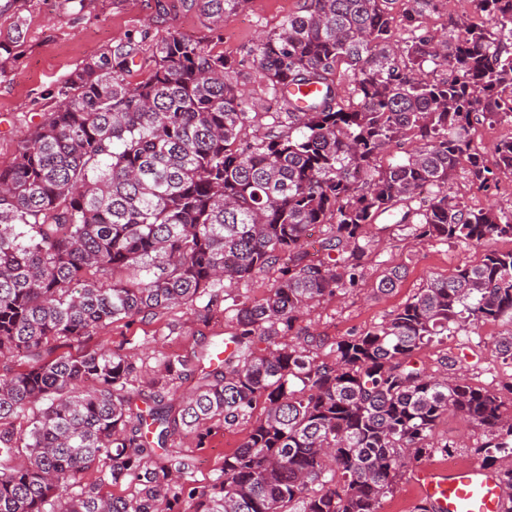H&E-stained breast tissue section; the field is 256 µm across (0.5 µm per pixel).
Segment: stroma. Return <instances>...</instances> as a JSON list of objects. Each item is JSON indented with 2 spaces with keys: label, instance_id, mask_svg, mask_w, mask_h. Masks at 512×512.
<instances>
[{
  "label": "stroma",
  "instance_id": "1",
  "mask_svg": "<svg viewBox=\"0 0 512 512\" xmlns=\"http://www.w3.org/2000/svg\"><path fill=\"white\" fill-rule=\"evenodd\" d=\"M176 0H89L80 12L66 0H0V31H8L16 18L26 21V37L8 76L0 81V166L8 165L18 143L51 109L50 90L84 59L99 54L112 42L141 31L159 36L170 31L197 41H208L209 23L193 13H183ZM297 0H248L245 8L225 22L221 34L226 56L240 61L239 83L249 89L258 103L266 97L259 82L253 48L260 35L277 28L288 13L296 11ZM474 209L495 206L512 209V194L504 184L477 189L467 175H460L449 189ZM512 250V240L493 238L483 249H468L436 240L418 241L408 232L392 230L382 245L372 247L365 259L366 275L351 293L321 304L305 323L317 336L341 337L381 322L412 298L430 279L455 269L476 264L484 251ZM400 265L405 277L392 294L381 295L376 285L383 272ZM228 330L223 308L205 313L183 305L161 311L131 324H115L100 330L91 345L114 350L136 347L146 365H154V340L163 337L164 352L183 353L197 343L221 340ZM512 334V321L502 319L481 323L455 333L430 346L419 357L426 372L444 370L453 358L463 361L468 382L475 386L500 388L512 379V368L493 357L491 350L499 337ZM245 428L217 431L209 448L201 453L193 474L195 485L208 484L225 454L243 441ZM438 441L456 443L462 463H480L474 449L485 439L483 428L466 418L443 416L434 429Z\"/></svg>",
  "mask_w": 512,
  "mask_h": 512
}]
</instances>
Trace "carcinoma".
<instances>
[{"label":"carcinoma","instance_id":"obj_1","mask_svg":"<svg viewBox=\"0 0 512 512\" xmlns=\"http://www.w3.org/2000/svg\"><path fill=\"white\" fill-rule=\"evenodd\" d=\"M179 2L219 29L248 0ZM395 2L300 0L254 49L274 112L256 111L224 49L175 32L129 34L58 82L0 167V358L18 366L0 375V512H379L405 463L456 452L433 437L450 412L486 431L483 461L512 457L498 391L418 364L460 328L512 320V250L431 279L350 336L303 325L364 279L385 213L417 240L512 239V210L448 194L461 170L483 189L512 177V137L493 169L471 137L512 123V0H472L478 20L440 38L419 19L444 0H407L401 42ZM24 39L20 22L0 33V80ZM310 85L304 107L285 93ZM392 148L405 158L380 167ZM270 270L266 297L224 308V348L162 354L143 388L131 350L54 355L141 315L202 300L209 312L223 282ZM402 278L393 266L376 291ZM495 353L512 366V335ZM240 425L243 443L194 485L213 432ZM124 483L127 497L100 492Z\"/></svg>","mask_w":512,"mask_h":512}]
</instances>
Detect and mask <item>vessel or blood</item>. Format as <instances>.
Masks as SVG:
<instances>
[{
	"mask_svg": "<svg viewBox=\"0 0 512 512\" xmlns=\"http://www.w3.org/2000/svg\"><path fill=\"white\" fill-rule=\"evenodd\" d=\"M423 500L438 512H506V499L497 478L474 464L446 470L419 469Z\"/></svg>",
	"mask_w": 512,
	"mask_h": 512,
	"instance_id": "b4317fda",
	"label": "vessel or blood"
}]
</instances>
